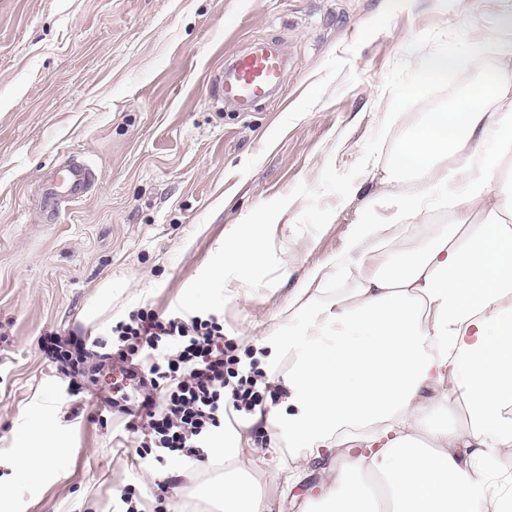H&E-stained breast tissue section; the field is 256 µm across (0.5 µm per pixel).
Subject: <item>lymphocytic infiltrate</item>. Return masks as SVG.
I'll list each match as a JSON object with an SVG mask.
<instances>
[{"instance_id":"lymphocytic-infiltrate-1","label":"lymphocytic infiltrate","mask_w":512,"mask_h":512,"mask_svg":"<svg viewBox=\"0 0 512 512\" xmlns=\"http://www.w3.org/2000/svg\"><path fill=\"white\" fill-rule=\"evenodd\" d=\"M112 334L104 359L135 362L140 373L135 406L118 409L139 460L161 464L177 456L196 467L225 427L247 421L283 394L258 361L234 355L216 315L140 312L116 322ZM41 349L66 375L88 355L81 337L53 332L42 336Z\"/></svg>"}]
</instances>
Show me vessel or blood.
<instances>
[{
	"label": "vessel or blood",
	"instance_id": "obj_1",
	"mask_svg": "<svg viewBox=\"0 0 512 512\" xmlns=\"http://www.w3.org/2000/svg\"><path fill=\"white\" fill-rule=\"evenodd\" d=\"M286 75V64L274 48L258 44L235 56L229 69L217 76L216 90L222 101L242 108L270 99L273 88L281 84ZM60 183L65 194L81 197L88 193L93 173L82 163L71 162L64 167Z\"/></svg>",
	"mask_w": 512,
	"mask_h": 512
}]
</instances>
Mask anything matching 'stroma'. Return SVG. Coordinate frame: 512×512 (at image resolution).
Instances as JSON below:
<instances>
[{
	"label": "stroma",
	"mask_w": 512,
	"mask_h": 512,
	"mask_svg": "<svg viewBox=\"0 0 512 512\" xmlns=\"http://www.w3.org/2000/svg\"><path fill=\"white\" fill-rule=\"evenodd\" d=\"M512 0H0V478L12 434L39 423L72 450L56 477L13 492L11 512H112L133 485L189 512L196 485L224 462L182 471L178 496L161 491L163 465L133 471L117 446L123 419L93 402L102 377L88 363L81 390L39 349L50 330L111 339L114 321L138 310L186 305L224 236L254 207L316 184L327 161L345 170L381 122L385 77L419 33L471 25L493 34ZM277 44L288 76L273 101L250 112L224 107L212 79L231 56ZM85 162V197L45 200V183L69 161ZM379 165L320 233L294 235L293 202L270 235L264 278L231 301L210 291L194 310L224 318L237 352L275 334L289 291L343 251L375 190ZM112 308L85 309L104 283ZM264 434L252 427L242 458L260 494L301 512L321 496L317 480L280 485L257 464Z\"/></svg>",
	"instance_id": "obj_1"
}]
</instances>
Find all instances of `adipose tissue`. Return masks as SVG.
<instances>
[{
    "mask_svg": "<svg viewBox=\"0 0 512 512\" xmlns=\"http://www.w3.org/2000/svg\"><path fill=\"white\" fill-rule=\"evenodd\" d=\"M493 54L495 109L467 100L428 113L379 179L372 203L383 216L361 220L329 267L289 293L275 337L255 339L270 377L288 361L287 412L253 417L267 435L260 462L289 491L317 476L323 495L303 512H485L492 499L512 508V474L493 466L512 456V204L501 196L512 180V23L425 65L479 71ZM447 157L453 165L442 166ZM409 174L424 188L404 189ZM440 210L444 228L428 221ZM478 213L485 223H474ZM267 243L266 226L233 227L227 264L211 273L225 299L259 284ZM348 277L352 287H341ZM241 441L225 431L213 450L224 477L195 494L221 512H267L239 467ZM354 441L363 455L346 453ZM12 442L13 488L71 453L36 426Z\"/></svg>",
    "mask_w": 512,
    "mask_h": 512,
    "instance_id": "1",
    "label": "adipose tissue"
}]
</instances>
